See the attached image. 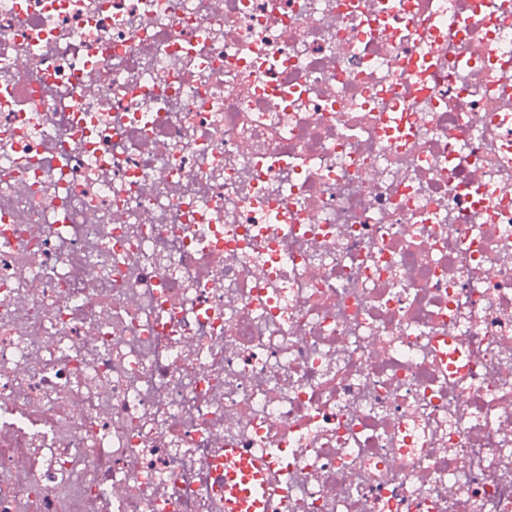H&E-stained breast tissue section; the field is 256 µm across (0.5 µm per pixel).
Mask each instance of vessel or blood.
Returning a JSON list of instances; mask_svg holds the SVG:
<instances>
[{
  "label": "vessel or blood",
  "mask_w": 512,
  "mask_h": 512,
  "mask_svg": "<svg viewBox=\"0 0 512 512\" xmlns=\"http://www.w3.org/2000/svg\"><path fill=\"white\" fill-rule=\"evenodd\" d=\"M224 506L227 512H271L278 494L268 475L272 465L265 456L236 448L224 451Z\"/></svg>",
  "instance_id": "b4317fda"
}]
</instances>
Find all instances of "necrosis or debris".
I'll return each instance as SVG.
<instances>
[{
	"instance_id": "1",
	"label": "necrosis or debris",
	"mask_w": 512,
	"mask_h": 512,
	"mask_svg": "<svg viewBox=\"0 0 512 512\" xmlns=\"http://www.w3.org/2000/svg\"><path fill=\"white\" fill-rule=\"evenodd\" d=\"M495 2L0 0V512H512ZM271 469L267 456L242 453L237 448L225 449L224 506L227 512H270L280 493L268 481Z\"/></svg>"
}]
</instances>
